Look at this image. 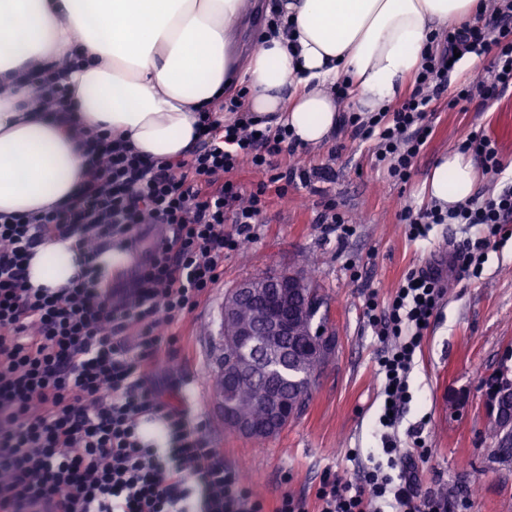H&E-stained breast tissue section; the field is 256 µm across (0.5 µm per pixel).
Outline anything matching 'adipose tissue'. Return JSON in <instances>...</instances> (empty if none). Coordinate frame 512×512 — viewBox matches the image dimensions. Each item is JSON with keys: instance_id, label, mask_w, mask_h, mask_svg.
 <instances>
[{"instance_id": "1", "label": "adipose tissue", "mask_w": 512, "mask_h": 512, "mask_svg": "<svg viewBox=\"0 0 512 512\" xmlns=\"http://www.w3.org/2000/svg\"><path fill=\"white\" fill-rule=\"evenodd\" d=\"M248 0H0V214L28 215L68 202L84 178L79 139L29 87L32 70L82 57L71 71L83 126L124 136L150 157L186 159L200 142L199 110L234 86L270 126L288 124L317 145L336 128L335 85L349 80L357 111L379 112L419 68L431 34L478 15L481 0H283L290 34L249 57L235 52ZM478 171L452 151L423 191L452 210L471 200ZM85 255L71 239L39 244L36 288H65Z\"/></svg>"}]
</instances>
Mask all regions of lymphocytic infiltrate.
<instances>
[{
  "label": "lymphocytic infiltrate",
  "instance_id": "f902f5d3",
  "mask_svg": "<svg viewBox=\"0 0 512 512\" xmlns=\"http://www.w3.org/2000/svg\"><path fill=\"white\" fill-rule=\"evenodd\" d=\"M496 47L492 78L451 88L455 54ZM512 90V0H489L483 21L432 36L415 74L414 91L383 112L345 111L353 138L374 142L375 160L405 183L432 137L429 114L440 100L468 111L473 101ZM248 87L225 97L231 122L202 113L201 146L191 158L146 159L122 138L82 132L85 178L74 202L31 215L0 216V512H308L304 499L274 504L252 494L210 448L204 425L164 400L153 380L173 351L166 326L192 313L224 275L225 257L257 236L271 196L294 183L330 178L323 165H288L299 145L288 128L269 129L245 108ZM258 174L253 187L237 179ZM413 239L435 224L474 228L447 264L413 268L385 305L368 300L366 314L386 347L377 360L385 402L376 422L381 457L361 461L356 483L325 472L317 512H468L466 499L418 490L415 464L427 455L421 430L397 436L411 399L409 375L425 327L446 293L444 269L477 272L485 251L512 222V185L483 203L446 212L405 207ZM168 230L122 297L94 260L104 247L135 249L141 229ZM51 236L75 238L89 263L71 287H31L32 251ZM163 423L160 437L143 428Z\"/></svg>",
  "mask_w": 512,
  "mask_h": 512
}]
</instances>
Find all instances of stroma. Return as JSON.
Here are the masks:
<instances>
[{"mask_svg": "<svg viewBox=\"0 0 512 512\" xmlns=\"http://www.w3.org/2000/svg\"><path fill=\"white\" fill-rule=\"evenodd\" d=\"M430 121L432 138L405 184L376 163L370 144L347 133L336 131L319 145L302 147L297 166L323 164L332 171L323 194L292 186L287 198H273L257 239L225 260L220 283L179 323L181 342L155 374L173 404L183 403L181 389L193 392L187 406L194 419L205 422L210 447L259 497L274 500L287 493L314 502L325 471L353 476L348 449L379 453L376 361L383 345L367 320L365 299L373 292L386 302L409 269L447 261L475 235L460 224H437L428 239L411 240L400 209L406 203L427 207L424 181L469 133L495 139L505 162L512 163V93L466 112L439 102ZM325 200L354 224L347 240L325 238L315 224ZM504 232L502 246L488 252L477 275L446 271L447 293L415 355L412 399L402 421L403 428H422L429 450L417 469L421 488L467 497L471 512H512V461L496 454L484 388L512 353V223ZM307 267L324 300L316 319L335 336V351L301 414L271 439L243 438L225 428L214 402L224 296L252 275Z\"/></svg>", "mask_w": 512, "mask_h": 512, "instance_id": "stroma-1", "label": "stroma"}]
</instances>
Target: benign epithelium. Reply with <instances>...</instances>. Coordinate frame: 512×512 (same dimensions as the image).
I'll list each match as a JSON object with an SVG mask.
<instances>
[{"label":"benign epithelium","mask_w":512,"mask_h":512,"mask_svg":"<svg viewBox=\"0 0 512 512\" xmlns=\"http://www.w3.org/2000/svg\"><path fill=\"white\" fill-rule=\"evenodd\" d=\"M302 274L296 269H279L238 282L224 298L223 318L237 326L236 345L241 362L238 367L254 364L267 352L277 350L282 336L300 337L301 348L328 354L336 346V337L322 330H312V316L320 307L318 294L310 290L295 299V289L302 287ZM248 306L258 309L252 319L242 316ZM267 392L262 397L264 413L259 418L244 419L234 410L237 371L220 373L217 409L224 426L240 436L265 440L277 435L296 414V405L288 400L279 381L285 372L274 362L263 363Z\"/></svg>","instance_id":"obj_1"}]
</instances>
